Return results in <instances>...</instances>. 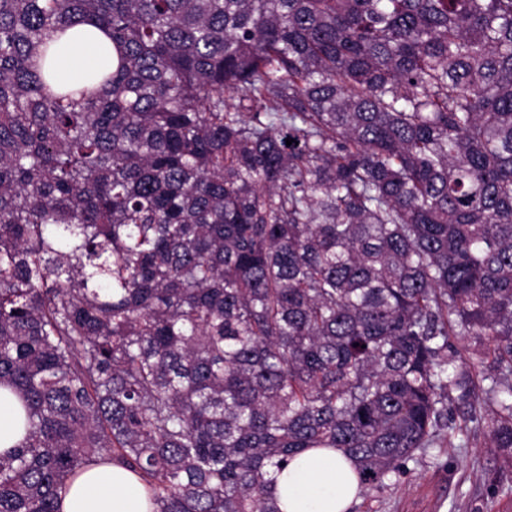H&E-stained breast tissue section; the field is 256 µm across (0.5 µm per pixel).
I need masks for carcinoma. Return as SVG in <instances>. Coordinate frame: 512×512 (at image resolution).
<instances>
[{"mask_svg": "<svg viewBox=\"0 0 512 512\" xmlns=\"http://www.w3.org/2000/svg\"><path fill=\"white\" fill-rule=\"evenodd\" d=\"M0 387V512L101 460L280 512L308 448L368 496L455 411L512 461V0H0ZM74 32L78 34L59 47L57 68L61 78L79 82L91 63L112 68V43L95 26L79 25ZM24 434V410L20 401L0 388V454L15 449Z\"/></svg>", "mask_w": 512, "mask_h": 512, "instance_id": "obj_1", "label": "carcinoma"}]
</instances>
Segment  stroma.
Returning a JSON list of instances; mask_svg holds the SVG:
<instances>
[{
  "mask_svg": "<svg viewBox=\"0 0 512 512\" xmlns=\"http://www.w3.org/2000/svg\"><path fill=\"white\" fill-rule=\"evenodd\" d=\"M512 464L483 435L463 448H433L408 462L383 492L359 497L351 512H500L512 504Z\"/></svg>",
  "mask_w": 512,
  "mask_h": 512,
  "instance_id": "35a3bbf8",
  "label": "stroma"
}]
</instances>
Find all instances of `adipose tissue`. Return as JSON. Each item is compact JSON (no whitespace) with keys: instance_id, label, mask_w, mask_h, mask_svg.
<instances>
[{"instance_id":"adipose-tissue-1","label":"adipose tissue","mask_w":512,"mask_h":512,"mask_svg":"<svg viewBox=\"0 0 512 512\" xmlns=\"http://www.w3.org/2000/svg\"><path fill=\"white\" fill-rule=\"evenodd\" d=\"M112 44L90 24L77 26L63 42L57 68L76 82L88 65H111ZM24 410L16 396L0 388V454L24 437ZM356 464L334 448H311L277 476L274 492L281 512H349L358 498ZM60 512H153L150 492L139 476L108 462L93 463L68 482Z\"/></svg>"}]
</instances>
